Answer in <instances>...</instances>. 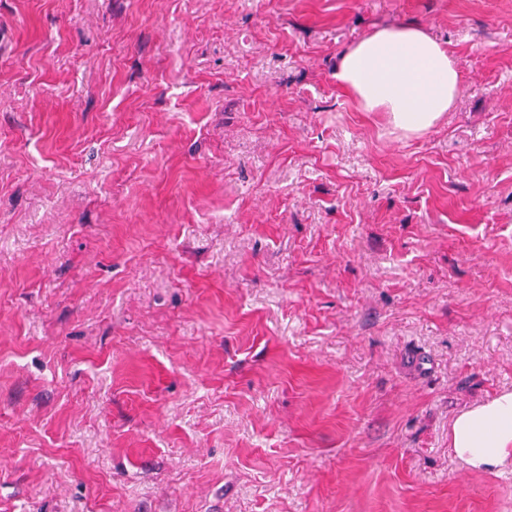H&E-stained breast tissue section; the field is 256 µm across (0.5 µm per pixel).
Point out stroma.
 I'll list each match as a JSON object with an SVG mask.
<instances>
[{
  "instance_id": "35a3bbf8",
  "label": "stroma",
  "mask_w": 512,
  "mask_h": 512,
  "mask_svg": "<svg viewBox=\"0 0 512 512\" xmlns=\"http://www.w3.org/2000/svg\"><path fill=\"white\" fill-rule=\"evenodd\" d=\"M424 28L404 137L337 84ZM512 0H0V512H512ZM336 80L362 112H387L394 129L418 136L452 112L460 76L448 49L422 28L376 29L343 50ZM449 446L474 468L500 465L512 454V392L458 415L451 426Z\"/></svg>"
}]
</instances>
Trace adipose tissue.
Listing matches in <instances>:
<instances>
[{"label": "adipose tissue", "mask_w": 512, "mask_h": 512, "mask_svg": "<svg viewBox=\"0 0 512 512\" xmlns=\"http://www.w3.org/2000/svg\"><path fill=\"white\" fill-rule=\"evenodd\" d=\"M336 79L360 111L387 113L406 136L441 122L460 94L447 48L424 29L404 24L378 28L343 50ZM449 446L475 468L498 466L512 455V392L458 415Z\"/></svg>", "instance_id": "obj_1"}]
</instances>
